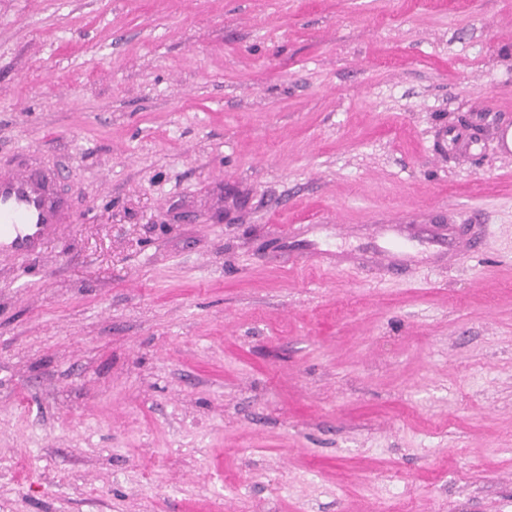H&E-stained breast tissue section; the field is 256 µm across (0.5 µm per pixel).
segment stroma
Returning <instances> with one entry per match:
<instances>
[{"label":"stroma","instance_id":"stroma-1","mask_svg":"<svg viewBox=\"0 0 512 512\" xmlns=\"http://www.w3.org/2000/svg\"><path fill=\"white\" fill-rule=\"evenodd\" d=\"M511 118L512 0H0L76 217L0 258V512H512ZM407 215L480 254L283 266ZM448 140V153L458 155L460 159H469L473 154V147L478 143V134L473 128L461 127L451 132Z\"/></svg>","mask_w":512,"mask_h":512}]
</instances>
